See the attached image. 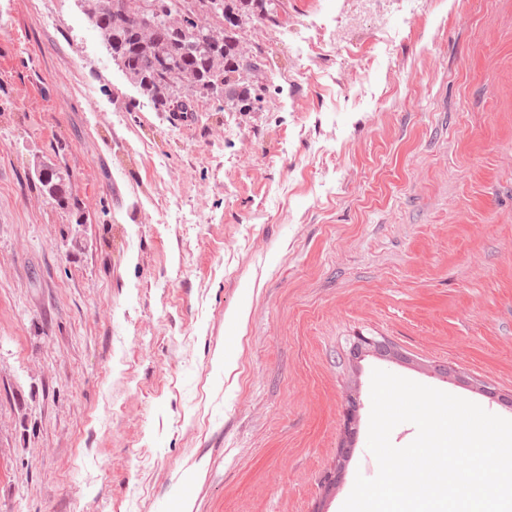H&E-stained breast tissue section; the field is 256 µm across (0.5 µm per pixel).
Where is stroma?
<instances>
[{
  "instance_id": "obj_1",
  "label": "stroma",
  "mask_w": 512,
  "mask_h": 512,
  "mask_svg": "<svg viewBox=\"0 0 512 512\" xmlns=\"http://www.w3.org/2000/svg\"><path fill=\"white\" fill-rule=\"evenodd\" d=\"M274 3L271 106L175 120L0 0V512H340L376 369L512 420V0ZM68 175L62 170L46 166L39 172V181L44 190L53 197L62 198Z\"/></svg>"
}]
</instances>
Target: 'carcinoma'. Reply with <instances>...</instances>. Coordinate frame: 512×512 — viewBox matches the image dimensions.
Instances as JSON below:
<instances>
[{
	"instance_id": "1",
	"label": "carcinoma",
	"mask_w": 512,
	"mask_h": 512,
	"mask_svg": "<svg viewBox=\"0 0 512 512\" xmlns=\"http://www.w3.org/2000/svg\"><path fill=\"white\" fill-rule=\"evenodd\" d=\"M130 82L162 112H186L189 95L254 112L266 103V88L247 76L264 69L262 49L243 57L237 32L272 19L271 0H83ZM68 174L46 166L39 181L60 198Z\"/></svg>"
}]
</instances>
